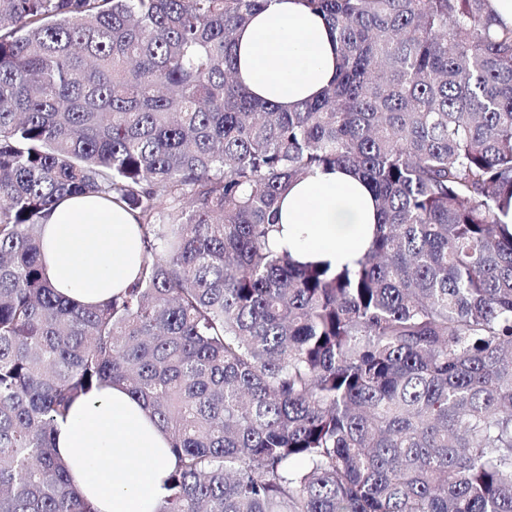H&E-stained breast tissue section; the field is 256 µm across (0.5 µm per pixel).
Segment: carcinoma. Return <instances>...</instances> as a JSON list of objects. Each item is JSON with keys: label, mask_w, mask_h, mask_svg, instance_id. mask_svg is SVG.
I'll return each instance as SVG.
<instances>
[{"label": "carcinoma", "mask_w": 512, "mask_h": 512, "mask_svg": "<svg viewBox=\"0 0 512 512\" xmlns=\"http://www.w3.org/2000/svg\"><path fill=\"white\" fill-rule=\"evenodd\" d=\"M272 0H0V512H97L52 447L117 383L175 464L156 512H512V28L488 0H305L340 68L283 112L235 77ZM346 168L380 215L333 270L272 242ZM101 195L136 283L56 293L44 220Z\"/></svg>", "instance_id": "carcinoma-1"}]
</instances>
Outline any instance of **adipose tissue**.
I'll list each match as a JSON object with an SVG mask.
<instances>
[{
    "instance_id": "obj_1",
    "label": "adipose tissue",
    "mask_w": 512,
    "mask_h": 512,
    "mask_svg": "<svg viewBox=\"0 0 512 512\" xmlns=\"http://www.w3.org/2000/svg\"><path fill=\"white\" fill-rule=\"evenodd\" d=\"M237 80L286 111L336 76L337 45L303 0H273L239 33ZM276 247L299 263L351 266L365 253L378 216L365 183L346 169L319 170L282 197ZM44 273L77 305H101L137 279L143 231L131 211L98 196L64 198L42 226ZM54 444L77 493L99 512H156L174 465L171 440L125 386L107 384L74 402Z\"/></svg>"
}]
</instances>
